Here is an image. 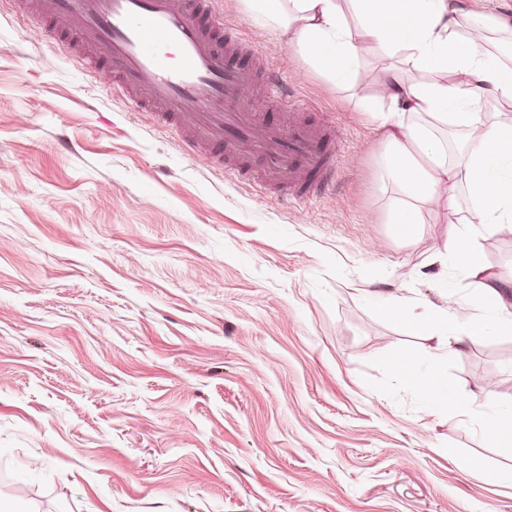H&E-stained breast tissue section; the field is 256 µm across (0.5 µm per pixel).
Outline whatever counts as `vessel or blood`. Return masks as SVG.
<instances>
[{"mask_svg": "<svg viewBox=\"0 0 512 512\" xmlns=\"http://www.w3.org/2000/svg\"><path fill=\"white\" fill-rule=\"evenodd\" d=\"M57 42L106 71L113 89L131 94L141 111L175 130L190 155L237 180L298 200L334 184L322 127L304 118L307 104L266 71L270 101L287 122L253 111L254 49L224 24L215 0H23Z\"/></svg>", "mask_w": 512, "mask_h": 512, "instance_id": "1", "label": "vessel or blood"}]
</instances>
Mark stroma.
<instances>
[{"instance_id":"1","label":"stroma","mask_w":512,"mask_h":512,"mask_svg":"<svg viewBox=\"0 0 512 512\" xmlns=\"http://www.w3.org/2000/svg\"><path fill=\"white\" fill-rule=\"evenodd\" d=\"M228 25L307 101L336 143L333 193L290 204L188 156L103 77L0 0V490L33 512H512V447L486 436L479 376L512 334L433 341L415 311L492 317L447 251L468 191L387 224L384 62L336 84L241 0ZM491 276L512 278V224L482 228ZM437 373L429 403L393 369ZM505 474L494 483L487 472ZM387 224H394L398 236H408L412 234L414 224L418 222L414 210L409 205L399 204L389 211ZM389 314L396 320L405 317L409 327H412L421 336L428 339H437L438 344H442L441 336L448 335V311L443 309H433L427 312L414 315L409 311L406 302L395 299L388 306Z\"/></svg>"}]
</instances>
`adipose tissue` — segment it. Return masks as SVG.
Wrapping results in <instances>:
<instances>
[{"label":"adipose tissue","mask_w":512,"mask_h":512,"mask_svg":"<svg viewBox=\"0 0 512 512\" xmlns=\"http://www.w3.org/2000/svg\"><path fill=\"white\" fill-rule=\"evenodd\" d=\"M242 3L256 20L287 29L295 51L330 81H348L366 49L376 48L387 60L382 93L391 105L382 118L388 128L383 170L427 205L439 203L441 187L465 186L473 227L512 224V120L481 117L492 103L512 109V62L488 48L491 32L501 26L497 16L452 0H349L357 19L352 26L340 0ZM403 61L433 73V80H407ZM427 117L466 129L462 161H454L424 125ZM493 295L499 314L488 324L464 316L452 323L442 309L416 315L400 299L389 313L430 339L451 332L473 340L492 329L511 334L512 284L498 283Z\"/></svg>","instance_id":"1"}]
</instances>
